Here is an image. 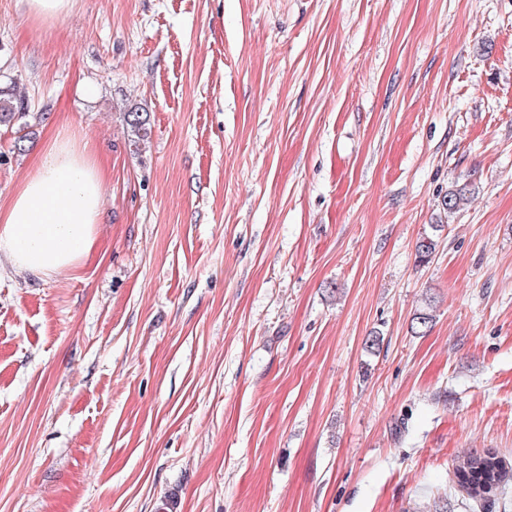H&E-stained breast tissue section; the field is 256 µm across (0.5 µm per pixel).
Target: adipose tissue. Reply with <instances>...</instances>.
<instances>
[{"label": "adipose tissue", "mask_w": 512, "mask_h": 512, "mask_svg": "<svg viewBox=\"0 0 512 512\" xmlns=\"http://www.w3.org/2000/svg\"><path fill=\"white\" fill-rule=\"evenodd\" d=\"M105 207L95 153L75 135H57L0 207V257L37 276L75 271L94 248Z\"/></svg>", "instance_id": "adipose-tissue-1"}]
</instances>
